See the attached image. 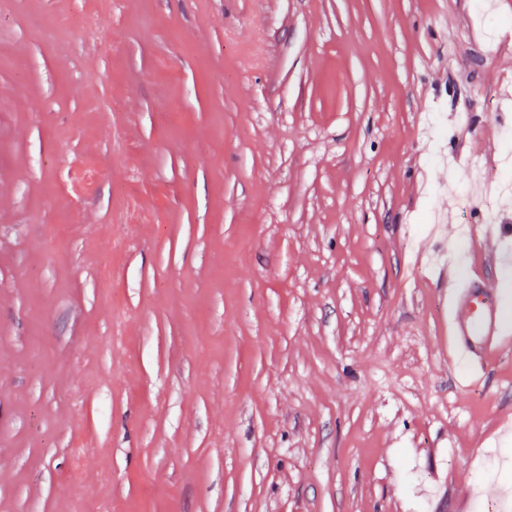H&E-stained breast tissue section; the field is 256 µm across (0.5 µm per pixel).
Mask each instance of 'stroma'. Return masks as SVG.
I'll return each instance as SVG.
<instances>
[{
    "label": "stroma",
    "instance_id": "stroma-1",
    "mask_svg": "<svg viewBox=\"0 0 512 512\" xmlns=\"http://www.w3.org/2000/svg\"><path fill=\"white\" fill-rule=\"evenodd\" d=\"M508 181L512 0H0V512H512ZM499 233L487 228L481 254L472 273L459 280L448 271V338L458 362L472 377H480L487 367L512 350V329L500 305V282L485 277L492 245Z\"/></svg>",
    "mask_w": 512,
    "mask_h": 512
}]
</instances>
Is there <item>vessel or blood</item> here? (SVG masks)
Returning <instances> with one entry per match:
<instances>
[{
	"label": "vessel or blood",
	"instance_id": "b4317fda",
	"mask_svg": "<svg viewBox=\"0 0 512 512\" xmlns=\"http://www.w3.org/2000/svg\"><path fill=\"white\" fill-rule=\"evenodd\" d=\"M496 237L495 231L486 230L476 267L467 278L448 275V338L457 361L476 378L512 352V325L503 316L500 283L483 273Z\"/></svg>",
	"mask_w": 512,
	"mask_h": 512
}]
</instances>
